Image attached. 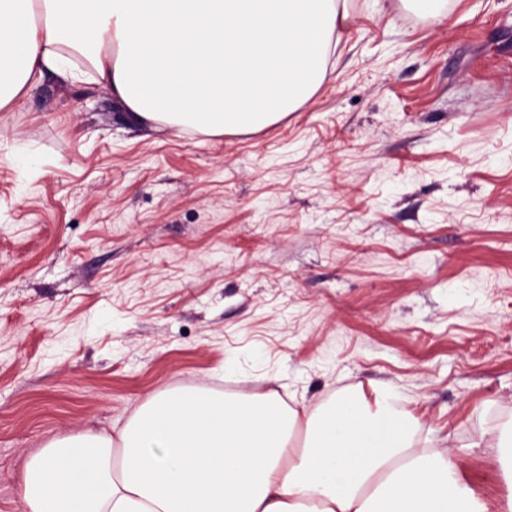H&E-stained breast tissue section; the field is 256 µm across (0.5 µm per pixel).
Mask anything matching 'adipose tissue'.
I'll return each mask as SVG.
<instances>
[{
	"label": "adipose tissue",
	"mask_w": 512,
	"mask_h": 512,
	"mask_svg": "<svg viewBox=\"0 0 512 512\" xmlns=\"http://www.w3.org/2000/svg\"><path fill=\"white\" fill-rule=\"evenodd\" d=\"M348 0H0V112L45 72L108 90L138 122L257 131L322 84ZM303 431L307 443L291 438ZM419 448L389 392L294 408L180 391L117 435L49 443L26 512H487Z\"/></svg>",
	"instance_id": "ef3b65f1"
}]
</instances>
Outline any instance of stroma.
<instances>
[{"mask_svg":"<svg viewBox=\"0 0 512 512\" xmlns=\"http://www.w3.org/2000/svg\"><path fill=\"white\" fill-rule=\"evenodd\" d=\"M312 99L249 134L45 74L0 112V512L28 456L192 387L386 389L512 494V0H350Z\"/></svg>","mask_w":512,"mask_h":512,"instance_id":"stroma-1","label":"stroma"}]
</instances>
